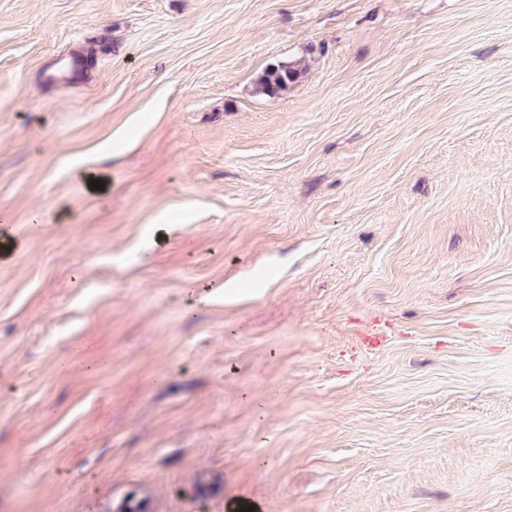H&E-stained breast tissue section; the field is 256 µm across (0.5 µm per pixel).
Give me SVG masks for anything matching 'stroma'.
Wrapping results in <instances>:
<instances>
[{
    "label": "stroma",
    "instance_id": "stroma-1",
    "mask_svg": "<svg viewBox=\"0 0 512 512\" xmlns=\"http://www.w3.org/2000/svg\"><path fill=\"white\" fill-rule=\"evenodd\" d=\"M2 225L0 512H512V0H0ZM301 71L299 65L293 64L266 68L255 81V91L267 96L276 95L297 80Z\"/></svg>",
    "mask_w": 512,
    "mask_h": 512
}]
</instances>
